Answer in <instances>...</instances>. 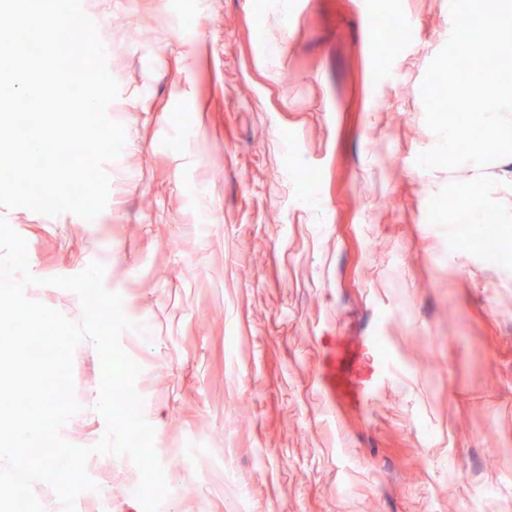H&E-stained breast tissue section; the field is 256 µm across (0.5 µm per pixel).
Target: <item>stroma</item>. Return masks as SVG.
<instances>
[{"mask_svg":"<svg viewBox=\"0 0 512 512\" xmlns=\"http://www.w3.org/2000/svg\"><path fill=\"white\" fill-rule=\"evenodd\" d=\"M108 43L126 144L93 221L0 206L34 276L104 265L149 332L121 337L172 489L161 512H512V270L450 250L431 197L512 157L425 169L421 84L448 0H81ZM413 20L374 79V33ZM362 344L369 411L319 384L337 337ZM91 446L101 368L74 351ZM99 503L142 512L128 458L92 455Z\"/></svg>","mask_w":512,"mask_h":512,"instance_id":"obj_1","label":"stroma"}]
</instances>
